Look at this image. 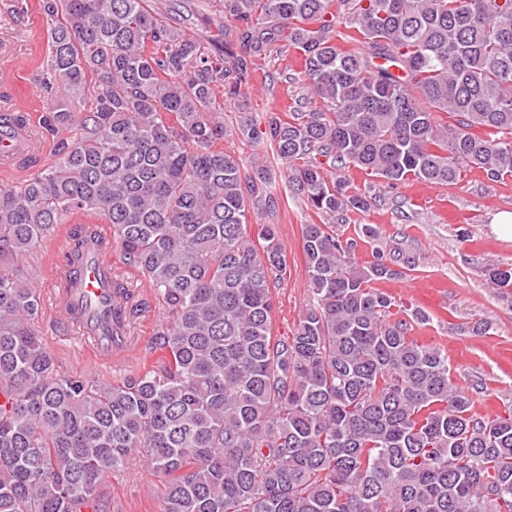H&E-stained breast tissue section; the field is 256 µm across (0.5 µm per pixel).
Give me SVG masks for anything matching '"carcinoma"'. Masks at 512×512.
<instances>
[{
    "mask_svg": "<svg viewBox=\"0 0 512 512\" xmlns=\"http://www.w3.org/2000/svg\"><path fill=\"white\" fill-rule=\"evenodd\" d=\"M332 2L225 0L234 43L213 54L147 0H39L56 91L40 126L57 140L0 188V512H105L103 482L140 455L161 512H512V410L474 412L484 383L456 386L448 355L411 336L425 314L396 317L370 286L404 271L381 254L359 269L354 238L302 225L309 306L275 336L286 256L273 224L249 238L251 211L285 205L276 165L332 220L373 197L330 168L391 186L512 177V0H340L342 31ZM280 46L321 105L239 125L265 157L247 169L212 105L245 97ZM75 215L109 225L169 314L165 357L116 385L59 370L36 328L28 258ZM92 228L73 225L67 265ZM488 279L512 290V263ZM112 296L101 322L128 336L146 302L118 278Z\"/></svg>",
    "mask_w": 512,
    "mask_h": 512,
    "instance_id": "carcinoma-1",
    "label": "carcinoma"
}]
</instances>
